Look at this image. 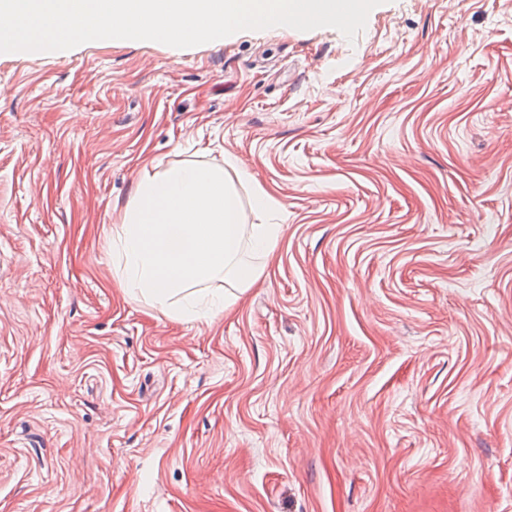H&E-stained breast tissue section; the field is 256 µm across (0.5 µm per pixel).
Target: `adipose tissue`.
Wrapping results in <instances>:
<instances>
[{"mask_svg": "<svg viewBox=\"0 0 512 512\" xmlns=\"http://www.w3.org/2000/svg\"><path fill=\"white\" fill-rule=\"evenodd\" d=\"M245 167L183 161L144 173L112 228L117 278L166 316L202 321L224 312L263 274L281 238L276 197ZM253 184L249 200L238 188ZM265 214L252 223L248 212Z\"/></svg>", "mask_w": 512, "mask_h": 512, "instance_id": "obj_1", "label": "adipose tissue"}]
</instances>
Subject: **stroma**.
Instances as JSON below:
<instances>
[{"label": "stroma", "mask_w": 512, "mask_h": 512, "mask_svg": "<svg viewBox=\"0 0 512 512\" xmlns=\"http://www.w3.org/2000/svg\"><path fill=\"white\" fill-rule=\"evenodd\" d=\"M228 158L265 274L125 295L143 167ZM0 512H512V0L0 53ZM248 204L251 211L260 214H274L282 207L276 197L259 184L253 188Z\"/></svg>", "instance_id": "1"}]
</instances>
